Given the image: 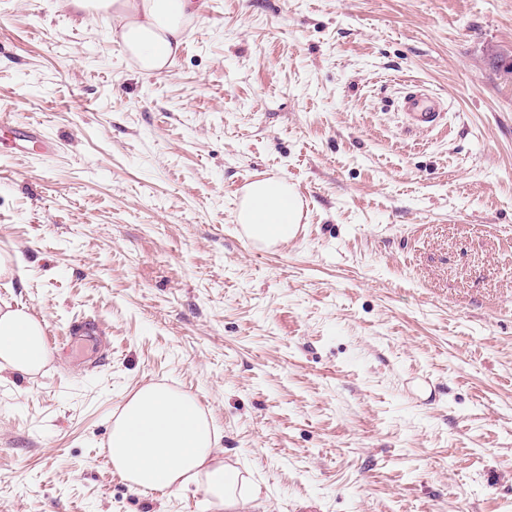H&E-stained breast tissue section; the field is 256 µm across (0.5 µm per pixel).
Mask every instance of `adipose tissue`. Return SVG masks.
<instances>
[{"mask_svg": "<svg viewBox=\"0 0 512 512\" xmlns=\"http://www.w3.org/2000/svg\"><path fill=\"white\" fill-rule=\"evenodd\" d=\"M63 6L90 16L111 12L112 38L145 72L166 68L177 53L193 0H61ZM301 202L286 179L251 183L238 213L251 239L285 242L294 237ZM50 360L43 322L24 309L0 308V371L34 374ZM114 470L133 490L177 491L204 479L222 512H250L257 495L225 463L214 425L189 395L149 384L125 403L109 436Z\"/></svg>", "mask_w": 512, "mask_h": 512, "instance_id": "adipose-tissue-1", "label": "adipose tissue"}]
</instances>
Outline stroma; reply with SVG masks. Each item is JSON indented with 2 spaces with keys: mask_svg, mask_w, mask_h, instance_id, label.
<instances>
[{
  "mask_svg": "<svg viewBox=\"0 0 512 512\" xmlns=\"http://www.w3.org/2000/svg\"><path fill=\"white\" fill-rule=\"evenodd\" d=\"M195 3L147 73L111 15L0 0V114L58 145L0 131V305L101 329L0 372V512H218L100 460L148 384L264 512H512V0ZM273 176L303 215L266 246L236 212ZM401 109L405 124L411 128H434L444 117L441 101L421 91L408 92L402 100Z\"/></svg>",
  "mask_w": 512,
  "mask_h": 512,
  "instance_id": "1",
  "label": "stroma"
}]
</instances>
